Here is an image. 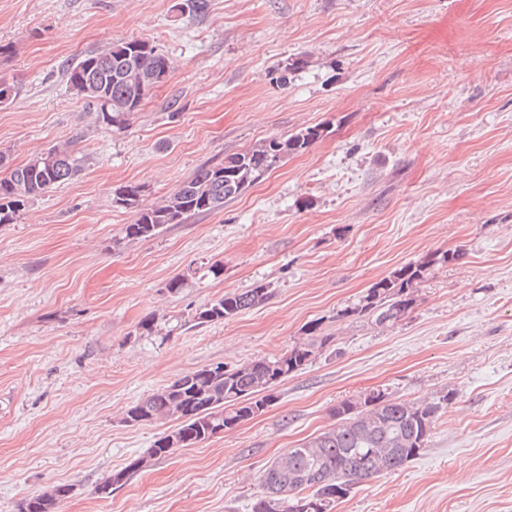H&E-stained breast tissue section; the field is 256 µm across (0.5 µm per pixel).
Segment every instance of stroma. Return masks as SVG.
I'll return each mask as SVG.
<instances>
[{
  "mask_svg": "<svg viewBox=\"0 0 512 512\" xmlns=\"http://www.w3.org/2000/svg\"><path fill=\"white\" fill-rule=\"evenodd\" d=\"M0 0V177L70 143L81 172L0 226V512L59 484L57 512H251L277 456L372 389L455 399L421 453L360 482L334 512H512V0ZM131 38L173 62L128 128L97 124L64 68ZM308 64L275 82L295 56ZM323 126L263 181L160 235L121 241L135 212L205 164ZM410 312L382 329L336 312L429 253ZM213 279L168 292L188 269ZM270 284L264 303L188 326L210 300ZM156 317L172 332L144 337ZM328 342L261 414L97 488L171 421L123 423L202 366Z\"/></svg>",
  "mask_w": 512,
  "mask_h": 512,
  "instance_id": "stroma-1",
  "label": "stroma"
}]
</instances>
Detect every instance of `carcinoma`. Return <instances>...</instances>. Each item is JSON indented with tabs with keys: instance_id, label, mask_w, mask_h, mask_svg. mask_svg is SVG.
I'll return each mask as SVG.
<instances>
[{
	"instance_id": "carcinoma-1",
	"label": "carcinoma",
	"mask_w": 512,
	"mask_h": 512,
	"mask_svg": "<svg viewBox=\"0 0 512 512\" xmlns=\"http://www.w3.org/2000/svg\"><path fill=\"white\" fill-rule=\"evenodd\" d=\"M306 58L294 57L276 69V82L288 85L289 76L304 68ZM172 61L147 40L119 42L86 55L64 70L67 86L96 109L95 121L117 130L127 127L153 88L162 83ZM319 125L290 135H274L243 152L229 154L224 161L198 168L171 194L154 205L140 204L137 186H121L113 202L134 209L137 218L122 228L115 241L152 238L170 224H181L193 214L224 207L275 169L287 156L305 151L322 137ZM80 171L79 164L64 147H53L0 178V225L15 223L19 213L51 186L68 181ZM464 252L454 250L430 254L395 269L373 283L357 302L337 311V317L368 318L378 327H391L416 302V292L436 266L454 263ZM271 296L260 284L246 292L226 293L196 309L192 321L198 325L229 320ZM317 322L305 326V338L283 354L260 357L233 368L206 365L189 372L137 401L124 414L130 424L152 420H176L173 432L180 447L209 439L211 426L226 430L238 427L275 400L276 387L302 370L324 348L328 338L315 340ZM446 393L436 400L408 402L395 399L384 389H375L334 409L336 425L298 448L276 457L260 475V495L251 512H333L364 479L395 471L420 454L439 416L452 403ZM175 447L165 432L144 456L160 459ZM142 456V457H144ZM142 457L104 480L99 491L107 495L112 486L125 482L138 470ZM70 486L58 485L50 493L24 499L19 512H56L67 498Z\"/></svg>"
}]
</instances>
